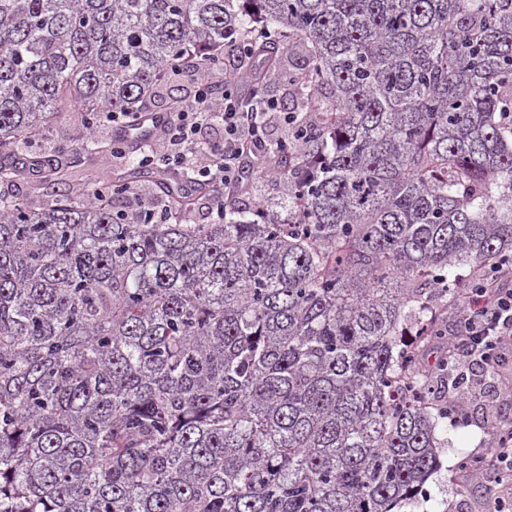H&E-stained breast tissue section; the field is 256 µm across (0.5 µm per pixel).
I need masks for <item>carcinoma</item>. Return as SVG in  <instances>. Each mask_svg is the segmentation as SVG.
<instances>
[{
    "mask_svg": "<svg viewBox=\"0 0 512 512\" xmlns=\"http://www.w3.org/2000/svg\"><path fill=\"white\" fill-rule=\"evenodd\" d=\"M303 58L304 72L283 55ZM323 88L261 204L184 224L224 188L97 153L31 154L57 112L143 143L164 74ZM512 0H0V512H402L439 464L432 376L463 262L512 253ZM147 186L173 211L153 223ZM124 161L125 160L115 158L105 159L102 154L93 155L90 161L69 175L67 184L55 185V190L61 193V191H67L69 187L72 188L73 186L100 180V178L110 171L107 167L116 168L120 162Z\"/></svg>",
    "mask_w": 512,
    "mask_h": 512,
    "instance_id": "obj_1",
    "label": "carcinoma"
}]
</instances>
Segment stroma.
I'll return each mask as SVG.
<instances>
[{
  "label": "stroma",
  "instance_id": "stroma-1",
  "mask_svg": "<svg viewBox=\"0 0 512 512\" xmlns=\"http://www.w3.org/2000/svg\"><path fill=\"white\" fill-rule=\"evenodd\" d=\"M83 134L79 116L61 112L31 149L41 153L59 144H78ZM462 371L481 375L482 386L473 390L455 425H438L437 436L446 443L440 451V469L426 484V498L407 506L406 512H488L495 497L481 472L462 469L459 461L485 457L490 438L512 424V359L504 360L493 374L475 363L464 365Z\"/></svg>",
  "mask_w": 512,
  "mask_h": 512
}]
</instances>
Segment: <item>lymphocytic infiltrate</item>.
I'll return each instance as SVG.
<instances>
[{"mask_svg":"<svg viewBox=\"0 0 512 512\" xmlns=\"http://www.w3.org/2000/svg\"><path fill=\"white\" fill-rule=\"evenodd\" d=\"M209 84V79H200L191 105L172 113L163 137L149 142L146 159L151 162L163 158L222 184L225 194L230 195L241 187L245 169L260 176L276 168L278 157L270 132L279 128L277 141L287 143L294 135L296 119L273 106L265 112L241 111V95L235 88L226 95L223 111H213ZM205 126L221 130L220 144L214 146L199 138ZM461 303V328L448 341V350L455 358L477 354L493 361L504 352H512L511 261L498 263L474 277L464 289Z\"/></svg>","mask_w":512,"mask_h":512,"instance_id":"1","label":"lymphocytic infiltrate"}]
</instances>
